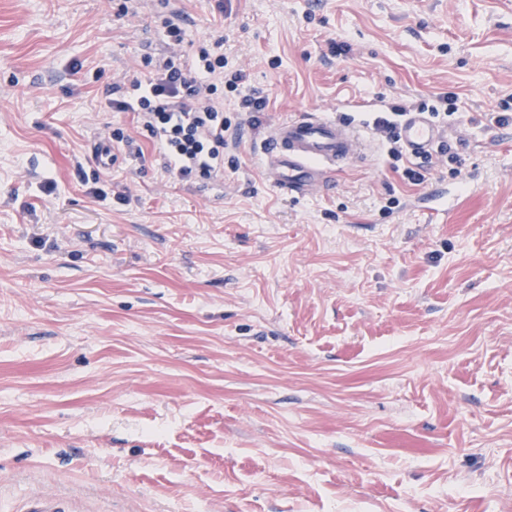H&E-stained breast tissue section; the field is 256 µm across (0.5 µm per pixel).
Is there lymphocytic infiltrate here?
<instances>
[{"label": "lymphocytic infiltrate", "mask_w": 512, "mask_h": 512, "mask_svg": "<svg viewBox=\"0 0 512 512\" xmlns=\"http://www.w3.org/2000/svg\"><path fill=\"white\" fill-rule=\"evenodd\" d=\"M162 6V47L157 56L144 58L150 75L113 84L106 109L136 114L168 174L214 180L224 172V134L230 127L217 91L222 86L238 91L245 75L227 71L223 38L209 47H194L177 0H163Z\"/></svg>", "instance_id": "lymphocytic-infiltrate-1"}]
</instances>
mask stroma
<instances>
[{
	"mask_svg": "<svg viewBox=\"0 0 512 512\" xmlns=\"http://www.w3.org/2000/svg\"><path fill=\"white\" fill-rule=\"evenodd\" d=\"M502 2L183 0L269 105L225 99L223 178L181 181L104 110L155 7L0 0V512H512V124L473 122L512 104ZM448 91L445 222L385 141L302 199L262 173L284 119ZM119 127L144 157L104 166Z\"/></svg>",
	"mask_w": 512,
	"mask_h": 512,
	"instance_id": "35a3bbf8",
	"label": "stroma"
}]
</instances>
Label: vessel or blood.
I'll list each match as a JSON object with an SVG mask.
<instances>
[{
    "instance_id": "1",
    "label": "vessel or blood",
    "mask_w": 512,
    "mask_h": 512,
    "mask_svg": "<svg viewBox=\"0 0 512 512\" xmlns=\"http://www.w3.org/2000/svg\"><path fill=\"white\" fill-rule=\"evenodd\" d=\"M401 142L411 159L434 154L443 136L422 111L407 113L399 123ZM368 129L349 120L306 112L277 123L260 148L266 180L285 194L304 197L328 186L337 170L378 151Z\"/></svg>"
}]
</instances>
